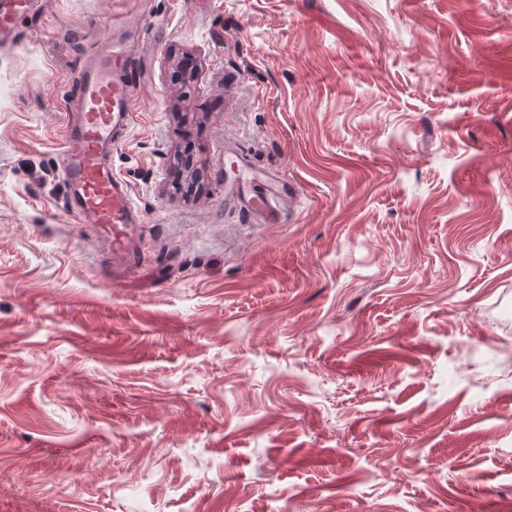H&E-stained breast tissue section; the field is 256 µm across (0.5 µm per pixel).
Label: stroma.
Instances as JSON below:
<instances>
[{
    "label": "stroma",
    "mask_w": 512,
    "mask_h": 512,
    "mask_svg": "<svg viewBox=\"0 0 512 512\" xmlns=\"http://www.w3.org/2000/svg\"><path fill=\"white\" fill-rule=\"evenodd\" d=\"M115 37L113 227L55 138ZM0 512H512V0H44L0 47ZM250 212L257 215L265 224H275L278 220L279 210L271 203V196L265 190L262 193L254 192L249 199Z\"/></svg>",
    "instance_id": "obj_1"
}]
</instances>
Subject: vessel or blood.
<instances>
[{"mask_svg":"<svg viewBox=\"0 0 512 512\" xmlns=\"http://www.w3.org/2000/svg\"><path fill=\"white\" fill-rule=\"evenodd\" d=\"M40 4L41 0H0L1 45L16 41L22 20ZM131 63L126 46L115 40L99 55L97 64L81 69L72 101L75 118L60 130L58 156L71 210L92 224L141 221L129 184L112 170V151L119 136L137 119L128 81ZM248 205L262 222H277L279 210L269 193L253 194Z\"/></svg>","mask_w":512,"mask_h":512,"instance_id":"b4317fda","label":"vessel or blood"}]
</instances>
